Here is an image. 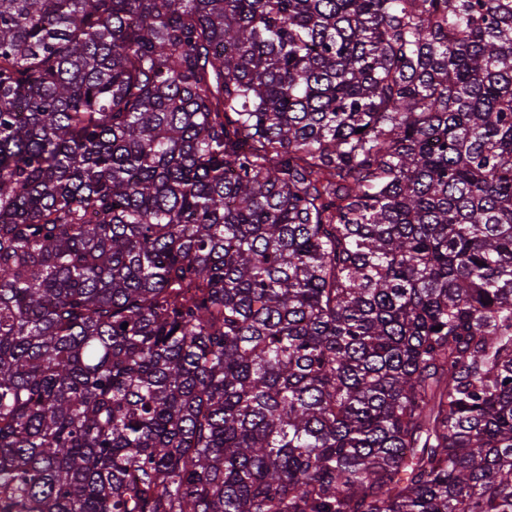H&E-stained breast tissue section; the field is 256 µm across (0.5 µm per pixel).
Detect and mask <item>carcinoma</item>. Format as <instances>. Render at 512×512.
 <instances>
[{
  "mask_svg": "<svg viewBox=\"0 0 512 512\" xmlns=\"http://www.w3.org/2000/svg\"><path fill=\"white\" fill-rule=\"evenodd\" d=\"M0 512H512V0H0Z\"/></svg>",
  "mask_w": 512,
  "mask_h": 512,
  "instance_id": "1",
  "label": "carcinoma"
}]
</instances>
